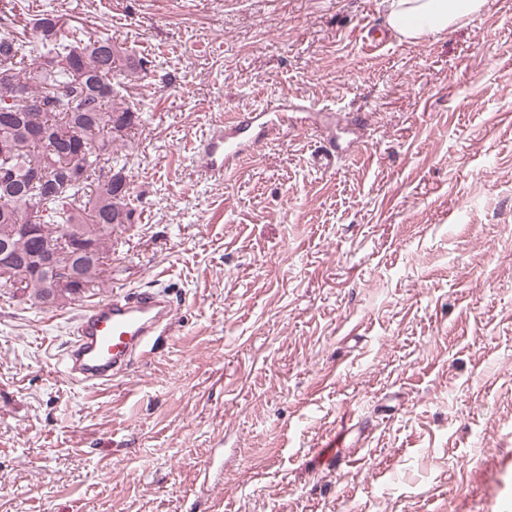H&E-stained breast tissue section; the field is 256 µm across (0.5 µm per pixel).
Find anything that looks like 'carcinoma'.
Masks as SVG:
<instances>
[{
	"mask_svg": "<svg viewBox=\"0 0 512 512\" xmlns=\"http://www.w3.org/2000/svg\"><path fill=\"white\" fill-rule=\"evenodd\" d=\"M60 19L38 22L44 52L35 62L26 42L9 34L0 36V243L8 242L17 259L56 251L63 233L73 224L103 240L93 263L64 254L61 264L73 262L81 269L87 287H96L97 276L112 252V230L135 223L124 168L112 179V142L131 125L133 111L112 108V79L119 74L136 78L144 70L112 38L88 36L74 28L71 36L59 35ZM41 97L63 88L66 93L50 100L41 112H29L17 99V90ZM83 151V177L73 183L67 168L71 156ZM43 171L56 182L52 195L28 186L30 175ZM23 290L38 305L54 291L53 278L42 273L26 281Z\"/></svg>",
	"mask_w": 512,
	"mask_h": 512,
	"instance_id": "cac0c4a2",
	"label": "carcinoma"
}]
</instances>
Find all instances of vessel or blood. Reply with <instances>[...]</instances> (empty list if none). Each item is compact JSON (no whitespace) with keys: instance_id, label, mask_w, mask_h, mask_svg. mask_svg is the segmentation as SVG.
<instances>
[{"instance_id":"obj_1","label":"vessel or blood","mask_w":512,"mask_h":512,"mask_svg":"<svg viewBox=\"0 0 512 512\" xmlns=\"http://www.w3.org/2000/svg\"><path fill=\"white\" fill-rule=\"evenodd\" d=\"M279 127L262 109L242 113L237 122L209 128L197 148L199 169L209 179L227 170L255 144L276 139ZM176 310L165 291H116L85 307L68 346L67 377L76 384L106 386L138 360L151 357L160 337L175 335ZM351 442L340 432L322 448L327 466L340 465Z\"/></svg>"}]
</instances>
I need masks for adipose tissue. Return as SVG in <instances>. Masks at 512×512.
I'll return each instance as SVG.
<instances>
[{
    "label": "adipose tissue",
    "instance_id": "adipose-tissue-1",
    "mask_svg": "<svg viewBox=\"0 0 512 512\" xmlns=\"http://www.w3.org/2000/svg\"><path fill=\"white\" fill-rule=\"evenodd\" d=\"M486 0H390L388 24L408 41L448 30L481 12Z\"/></svg>",
    "mask_w": 512,
    "mask_h": 512
}]
</instances>
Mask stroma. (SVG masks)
I'll return each mask as SVG.
<instances>
[{"mask_svg": "<svg viewBox=\"0 0 512 512\" xmlns=\"http://www.w3.org/2000/svg\"><path fill=\"white\" fill-rule=\"evenodd\" d=\"M387 11L20 0L33 54L51 15L150 67L113 81L139 218L98 288L37 307L0 283V512H512V0L367 48ZM274 102L279 140L201 178L202 133ZM160 287L179 329L147 362L61 374L84 307ZM348 419L368 444L320 465Z\"/></svg>", "mask_w": 512, "mask_h": 512, "instance_id": "stroma-1", "label": "stroma"}]
</instances>
